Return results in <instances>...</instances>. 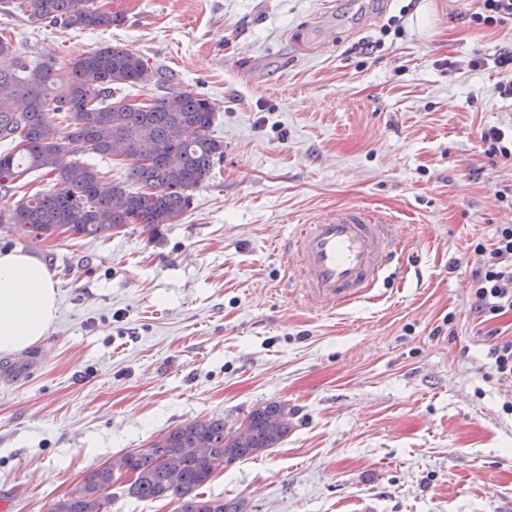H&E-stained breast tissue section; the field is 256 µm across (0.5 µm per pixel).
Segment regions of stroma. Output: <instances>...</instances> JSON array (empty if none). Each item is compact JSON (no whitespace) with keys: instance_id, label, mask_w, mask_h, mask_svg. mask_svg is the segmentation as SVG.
<instances>
[{"instance_id":"35a3bbf8","label":"stroma","mask_w":512,"mask_h":512,"mask_svg":"<svg viewBox=\"0 0 512 512\" xmlns=\"http://www.w3.org/2000/svg\"><path fill=\"white\" fill-rule=\"evenodd\" d=\"M85 30L0 13L17 51L58 68L106 44L165 66L217 108L224 160L177 223L52 238L44 340L0 356V512H44L91 471L168 429L288 406L280 444L202 493L241 512H512V385L488 380L489 327L469 311L472 244L512 209V163L480 129L512 128L493 59L512 24L480 0H96ZM402 15V34L384 32ZM380 48L361 55L359 44ZM486 61L470 67L471 59ZM252 70L241 77L242 66ZM341 205L390 212L408 269L381 297L311 309L280 248ZM483 9L472 15V22L482 28H494L510 19L512 22V0H482Z\"/></svg>"}]
</instances>
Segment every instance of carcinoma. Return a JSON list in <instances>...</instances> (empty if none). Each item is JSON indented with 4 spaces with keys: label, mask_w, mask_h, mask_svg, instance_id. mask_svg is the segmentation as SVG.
<instances>
[{
    "label": "carcinoma",
    "mask_w": 512,
    "mask_h": 512,
    "mask_svg": "<svg viewBox=\"0 0 512 512\" xmlns=\"http://www.w3.org/2000/svg\"><path fill=\"white\" fill-rule=\"evenodd\" d=\"M32 23L64 29L109 28L118 16L95 0H15ZM167 78L166 69L120 46L105 45L72 59L66 72L53 59L33 65L0 32V193L33 171L51 187L0 211V224H22L36 240L107 238L127 224L153 236L190 207L192 193L224 159L214 135L217 108L192 91L170 92L150 104L116 97L122 85ZM23 108H18L17 103ZM119 158L147 150L146 165H127L136 192L105 180L75 158L80 151ZM248 433L236 438L221 418L176 426L150 447L119 458L132 472L128 494L145 501L171 499L177 512H240L234 502L205 500L197 489L219 470L272 448L288 435V411L269 403L249 415ZM115 471L89 473L79 492L58 499L57 512H107Z\"/></svg>",
    "instance_id": "1"
}]
</instances>
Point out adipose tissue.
<instances>
[{"mask_svg":"<svg viewBox=\"0 0 512 512\" xmlns=\"http://www.w3.org/2000/svg\"><path fill=\"white\" fill-rule=\"evenodd\" d=\"M58 294L46 265L22 250L0 252V355H14L48 334Z\"/></svg>","mask_w":512,"mask_h":512,"instance_id":"adipose-tissue-1","label":"adipose tissue"}]
</instances>
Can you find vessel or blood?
<instances>
[{
  "instance_id": "vessel-or-blood-1",
  "label": "vessel or blood",
  "mask_w": 512,
  "mask_h": 512,
  "mask_svg": "<svg viewBox=\"0 0 512 512\" xmlns=\"http://www.w3.org/2000/svg\"><path fill=\"white\" fill-rule=\"evenodd\" d=\"M394 226L391 214L356 205L296 225L288 237L289 268L309 306L329 311L377 299V284L405 248Z\"/></svg>"
}]
</instances>
